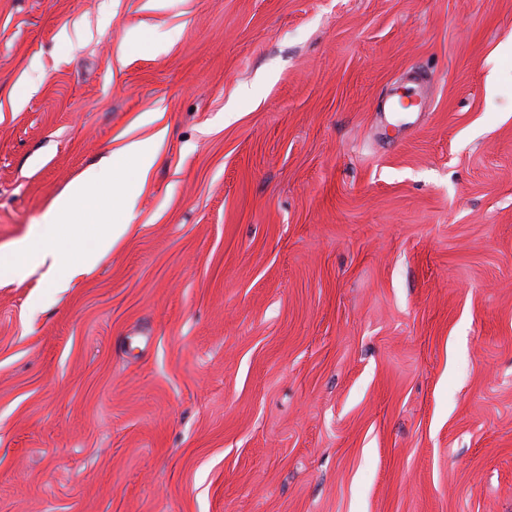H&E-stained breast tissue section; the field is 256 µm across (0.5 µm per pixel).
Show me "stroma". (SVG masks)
Listing matches in <instances>:
<instances>
[{
  "label": "stroma",
  "mask_w": 512,
  "mask_h": 512,
  "mask_svg": "<svg viewBox=\"0 0 512 512\" xmlns=\"http://www.w3.org/2000/svg\"><path fill=\"white\" fill-rule=\"evenodd\" d=\"M162 129L0 278V512H512V0H0V251ZM165 135L166 130H160L148 138L124 144L112 153V163L85 170L65 187L48 207L41 223L33 224L30 236L11 252L0 255V276L23 277L47 266L46 276L52 287L63 290L69 288L72 280L89 273L128 233L138 193L126 190L121 206L115 212L112 208L106 224L84 223L89 209L111 183L112 191L131 183L143 188L159 159Z\"/></svg>",
  "instance_id": "35a3bbf8"
}]
</instances>
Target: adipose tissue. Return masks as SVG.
I'll use <instances>...</instances> for the list:
<instances>
[{
    "label": "adipose tissue",
    "instance_id": "1",
    "mask_svg": "<svg viewBox=\"0 0 512 512\" xmlns=\"http://www.w3.org/2000/svg\"><path fill=\"white\" fill-rule=\"evenodd\" d=\"M163 139L159 132L130 141L113 153L111 163L85 170L56 196L28 238L0 255V276L22 277L42 267L52 286L62 290L89 273L128 233L136 190L146 184ZM112 185L124 190L119 209L103 227L88 224L98 195Z\"/></svg>",
    "mask_w": 512,
    "mask_h": 512
}]
</instances>
